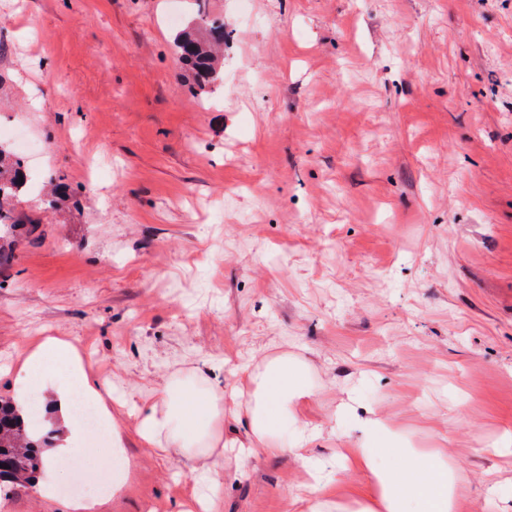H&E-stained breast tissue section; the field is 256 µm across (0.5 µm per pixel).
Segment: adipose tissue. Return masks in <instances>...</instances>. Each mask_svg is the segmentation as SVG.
<instances>
[{
	"label": "adipose tissue",
	"instance_id": "adipose-tissue-1",
	"mask_svg": "<svg viewBox=\"0 0 512 512\" xmlns=\"http://www.w3.org/2000/svg\"><path fill=\"white\" fill-rule=\"evenodd\" d=\"M17 377L20 388L14 402L18 408L27 410L30 396H37L60 426L46 469L34 483L40 497H53L57 471L88 440L86 427L73 417L78 397L96 407L108 429L107 455L118 460L121 470H129L130 459L104 395V384L87 372L73 344L56 336L42 338L19 366ZM308 394L298 362L285 355L269 356L252 372L250 387L229 396L216 389L203 396L188 385L164 384L148 411L139 417L137 434L146 446L164 443L178 452H191L195 442L206 440L223 424L224 400L229 397L237 406L234 420L247 438L241 446L243 457L251 458L260 449L272 456L293 455L309 465L313 485L318 488L322 476L310 465V434L292 413L293 406ZM357 464L369 473L385 512H448L453 486L447 468L399 447L396 433L379 411H371L362 424Z\"/></svg>",
	"mask_w": 512,
	"mask_h": 512
}]
</instances>
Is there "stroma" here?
Instances as JSON below:
<instances>
[{
    "instance_id": "35a3bbf8",
    "label": "stroma",
    "mask_w": 512,
    "mask_h": 512,
    "mask_svg": "<svg viewBox=\"0 0 512 512\" xmlns=\"http://www.w3.org/2000/svg\"><path fill=\"white\" fill-rule=\"evenodd\" d=\"M170 2L0 0V146L44 147L0 240V396L73 340L131 461L100 512H174L205 459L141 445L152 390L285 353L327 489L240 461L228 404L218 512H375L345 463L374 409L447 464L450 512H512V0ZM214 21L194 90L173 39ZM76 481L0 512H70Z\"/></svg>"
}]
</instances>
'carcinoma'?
Returning <instances> with one entry per match:
<instances>
[{
	"label": "carcinoma",
	"instance_id": "carcinoma-1",
	"mask_svg": "<svg viewBox=\"0 0 512 512\" xmlns=\"http://www.w3.org/2000/svg\"><path fill=\"white\" fill-rule=\"evenodd\" d=\"M210 37L184 32L174 41L179 58L190 67L193 85L205 89L217 77L215 47L224 43V26L213 25ZM19 160L0 147V235L13 232L17 219L12 200L18 194ZM46 463L40 441L29 433L28 423L21 420L11 401L0 398V482L29 485L42 471Z\"/></svg>",
	"mask_w": 512,
	"mask_h": 512
}]
</instances>
